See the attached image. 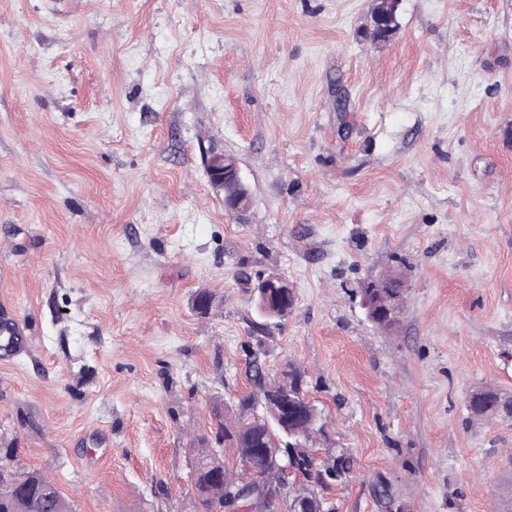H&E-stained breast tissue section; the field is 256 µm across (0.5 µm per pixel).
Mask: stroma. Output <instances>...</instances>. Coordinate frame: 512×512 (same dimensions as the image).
<instances>
[{
  "mask_svg": "<svg viewBox=\"0 0 512 512\" xmlns=\"http://www.w3.org/2000/svg\"><path fill=\"white\" fill-rule=\"evenodd\" d=\"M0 0V440L73 512H194L246 367L305 373L332 512H512V0ZM251 204L225 210L208 158ZM296 303L269 337L242 280ZM398 275L399 322L362 305ZM212 292L209 316L194 298ZM209 179L211 184L220 191H224V185L231 182L236 186V194L224 198V206L231 211H239L249 206L250 195L242 181L236 160L228 155H212L209 168ZM362 288L367 289V294H364L363 296V303L365 304L366 309H368L369 312L372 313V316L375 319L381 320L385 315H387L390 318L396 312H398V314L400 315L403 306L405 288L403 285L399 284L395 278L387 276L383 278L368 280L364 283ZM383 288L402 289H399L400 293L394 294L391 297L390 306H387L384 311L377 312L375 311V307L370 303V298L374 293L378 291L382 293ZM26 333L11 319L0 321V359L11 361L25 347ZM469 409L476 415H498L504 413L512 416V400L503 401L495 391L474 393L469 400Z\"/></svg>",
  "mask_w": 512,
  "mask_h": 512,
  "instance_id": "obj_1",
  "label": "stroma"
}]
</instances>
